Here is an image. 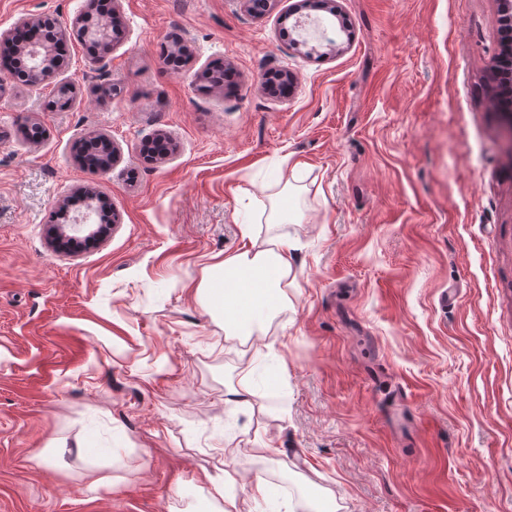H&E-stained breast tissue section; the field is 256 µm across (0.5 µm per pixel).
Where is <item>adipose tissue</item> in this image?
Masks as SVG:
<instances>
[{
    "mask_svg": "<svg viewBox=\"0 0 512 512\" xmlns=\"http://www.w3.org/2000/svg\"><path fill=\"white\" fill-rule=\"evenodd\" d=\"M242 237L248 248L205 267L195 292L207 313L223 318L226 335L247 339L287 303L284 283L291 273V244L283 238L257 242L247 226Z\"/></svg>",
    "mask_w": 512,
    "mask_h": 512,
    "instance_id": "ef3b65f1",
    "label": "adipose tissue"
}]
</instances>
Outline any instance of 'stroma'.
<instances>
[{"mask_svg":"<svg viewBox=\"0 0 512 512\" xmlns=\"http://www.w3.org/2000/svg\"><path fill=\"white\" fill-rule=\"evenodd\" d=\"M295 2L119 0L105 70L73 36L59 74L0 95V512H200L222 466L245 512H512L497 0H332L303 44ZM89 9L0 0V33ZM217 62L233 87L200 93ZM94 134L109 171L75 155ZM87 186L117 226L52 249ZM287 186L301 222L266 223ZM244 224L294 245L288 302L245 343L192 292Z\"/></svg>","mask_w":512,"mask_h":512,"instance_id":"obj_1","label":"stroma"}]
</instances>
